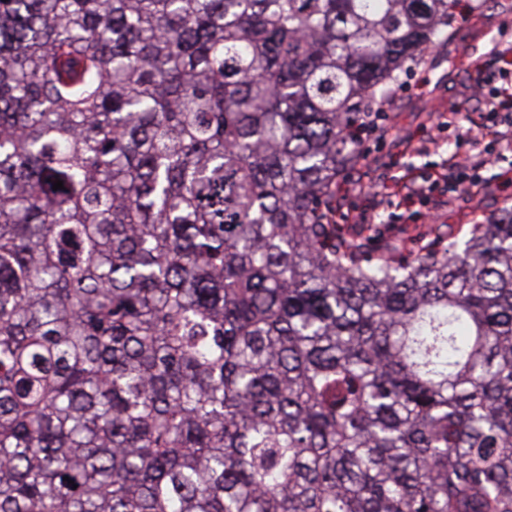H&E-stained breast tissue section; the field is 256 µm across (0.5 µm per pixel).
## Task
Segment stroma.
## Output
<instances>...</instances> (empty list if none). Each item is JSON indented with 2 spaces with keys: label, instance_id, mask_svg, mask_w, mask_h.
Masks as SVG:
<instances>
[{
  "label": "stroma",
  "instance_id": "obj_1",
  "mask_svg": "<svg viewBox=\"0 0 512 512\" xmlns=\"http://www.w3.org/2000/svg\"><path fill=\"white\" fill-rule=\"evenodd\" d=\"M512 42V0H485L478 18L457 12L449 41L428 47L412 72L398 87L388 104L389 114L404 136L412 139L413 150L396 142L367 138L366 157L354 176L365 185L377 187L383 203L371 207L367 195L350 193L343 207L358 215L352 232L403 239L406 252H414L427 240L434 223H441L449 239H461L466 224L512 206V192L500 190L499 176L508 159L495 158L481 171L485 188L478 196L455 198L434 194L427 200H404L399 184L406 174L420 177L440 171L454 155L476 157L483 154L484 143L465 142L466 129H478L489 118L478 101L465 99L466 88L477 78L490 75L500 67L494 44ZM464 99L463 119L435 128L427 123L439 101Z\"/></svg>",
  "mask_w": 512,
  "mask_h": 512
}]
</instances>
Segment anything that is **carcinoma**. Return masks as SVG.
I'll list each match as a JSON object with an SVG mask.
<instances>
[{
    "instance_id": "carcinoma-1",
    "label": "carcinoma",
    "mask_w": 512,
    "mask_h": 512,
    "mask_svg": "<svg viewBox=\"0 0 512 512\" xmlns=\"http://www.w3.org/2000/svg\"><path fill=\"white\" fill-rule=\"evenodd\" d=\"M454 6L0 0V512H512V209L336 223Z\"/></svg>"
}]
</instances>
